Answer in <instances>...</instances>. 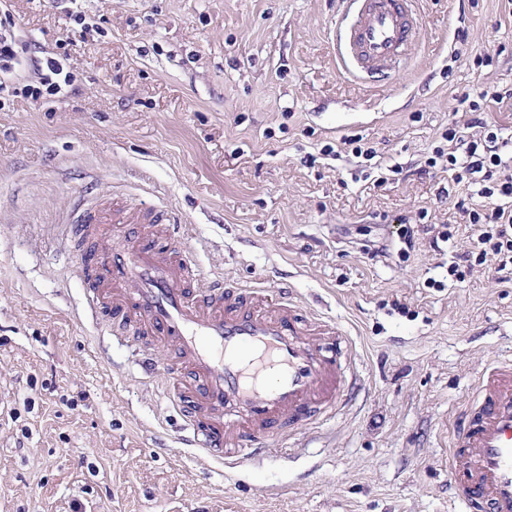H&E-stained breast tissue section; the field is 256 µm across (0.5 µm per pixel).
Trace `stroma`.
Masks as SVG:
<instances>
[{"label":"stroma","mask_w":512,"mask_h":512,"mask_svg":"<svg viewBox=\"0 0 512 512\" xmlns=\"http://www.w3.org/2000/svg\"><path fill=\"white\" fill-rule=\"evenodd\" d=\"M8 2L26 40L70 36L78 92L0 111V512H461L449 422L512 354V282L449 281L477 231L466 188L424 165L463 94L512 90L507 0H417L418 42L367 80L336 56L343 0ZM112 193L171 212L197 288L220 275L335 320L360 376L346 408L232 472L189 446L163 393L174 347L86 309L65 226Z\"/></svg>","instance_id":"stroma-1"}]
</instances>
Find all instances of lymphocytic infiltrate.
Listing matches in <instances>:
<instances>
[{"instance_id": "f902f5d3", "label": "lymphocytic infiltrate", "mask_w": 512, "mask_h": 512, "mask_svg": "<svg viewBox=\"0 0 512 512\" xmlns=\"http://www.w3.org/2000/svg\"><path fill=\"white\" fill-rule=\"evenodd\" d=\"M69 46L60 39L55 51L37 53L35 44L20 35L13 14L0 12V110L15 97L44 105L71 94ZM444 138L446 147L435 148L427 165L446 170L455 184L474 187L477 201L463 212L478 228L474 250L451 264L448 274L461 282L477 267L506 270L512 260V210L505 205L512 198V164L500 154L502 130L492 122L452 117Z\"/></svg>"}]
</instances>
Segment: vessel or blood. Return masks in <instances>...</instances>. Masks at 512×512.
<instances>
[{"mask_svg": "<svg viewBox=\"0 0 512 512\" xmlns=\"http://www.w3.org/2000/svg\"><path fill=\"white\" fill-rule=\"evenodd\" d=\"M416 0H347L351 21L338 31V55L354 74H379L417 40ZM134 225L124 243L99 249L112 235L113 213ZM179 230L154 206L135 211L77 203L68 238L89 282L87 308L111 305L113 331L172 344L175 380L192 376L175 401L195 445L235 468L238 452L282 430L303 431L342 404L348 369L325 346L343 341L334 323L305 318L299 304L264 298L215 278L197 290L198 272L176 247ZM452 484L465 512H512V359L491 362L477 378L469 409L455 422L448 448Z\"/></svg>", "mask_w": 512, "mask_h": 512, "instance_id": "vessel-or-blood-1", "label": "vessel or blood"}]
</instances>
